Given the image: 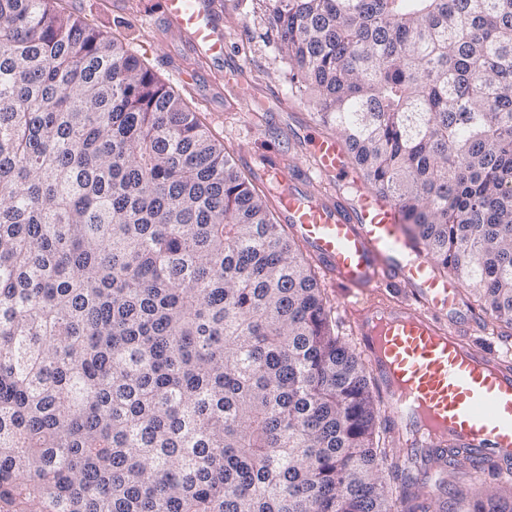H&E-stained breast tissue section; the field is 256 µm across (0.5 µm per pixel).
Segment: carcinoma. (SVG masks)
<instances>
[{"label":"carcinoma","instance_id":"cac0c4a2","mask_svg":"<svg viewBox=\"0 0 512 512\" xmlns=\"http://www.w3.org/2000/svg\"><path fill=\"white\" fill-rule=\"evenodd\" d=\"M290 82L512 329V0H268ZM264 190L63 0H0V512H395L396 438ZM456 451L450 512H512Z\"/></svg>","mask_w":512,"mask_h":512}]
</instances>
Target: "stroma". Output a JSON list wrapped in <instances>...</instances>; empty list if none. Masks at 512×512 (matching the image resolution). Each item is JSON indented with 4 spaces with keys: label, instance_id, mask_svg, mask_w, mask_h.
I'll return each instance as SVG.
<instances>
[{
    "label": "stroma",
    "instance_id": "stroma-1",
    "mask_svg": "<svg viewBox=\"0 0 512 512\" xmlns=\"http://www.w3.org/2000/svg\"><path fill=\"white\" fill-rule=\"evenodd\" d=\"M125 3L121 13L112 11L109 0H66V8L129 42L199 113L245 176L254 177L256 163L273 147L293 161H306L305 146L296 136L319 121L288 84V61L270 31L264 0H218L226 44L220 65L194 57L176 33L162 26L160 0ZM183 71L191 74L190 82L180 80Z\"/></svg>",
    "mask_w": 512,
    "mask_h": 512
}]
</instances>
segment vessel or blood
I'll use <instances>...</instances> for the list:
<instances>
[{
	"mask_svg": "<svg viewBox=\"0 0 512 512\" xmlns=\"http://www.w3.org/2000/svg\"><path fill=\"white\" fill-rule=\"evenodd\" d=\"M161 16L198 58L223 59L224 24L213 0H161ZM303 142L308 164L274 154L257 174L276 185L282 224L330 281L354 291V331L380 377L390 427L407 435L400 457L417 458L422 478L443 469L452 448L512 471V362L494 345L470 343L480 324L447 323L461 286L413 249L396 201L374 191L341 194L357 178L344 144L308 133ZM382 284L410 286L412 302H369Z\"/></svg>",
	"mask_w": 512,
	"mask_h": 512,
	"instance_id": "1",
	"label": "vessel or blood"
}]
</instances>
